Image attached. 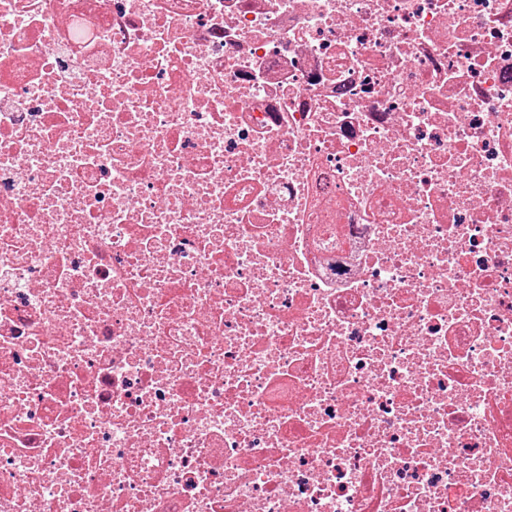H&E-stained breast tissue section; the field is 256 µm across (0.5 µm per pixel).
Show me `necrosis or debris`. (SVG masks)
<instances>
[{"mask_svg": "<svg viewBox=\"0 0 512 512\" xmlns=\"http://www.w3.org/2000/svg\"><path fill=\"white\" fill-rule=\"evenodd\" d=\"M0 512H512V0H0Z\"/></svg>", "mask_w": 512, "mask_h": 512, "instance_id": "4bbe7bcc", "label": "necrosis or debris"}]
</instances>
